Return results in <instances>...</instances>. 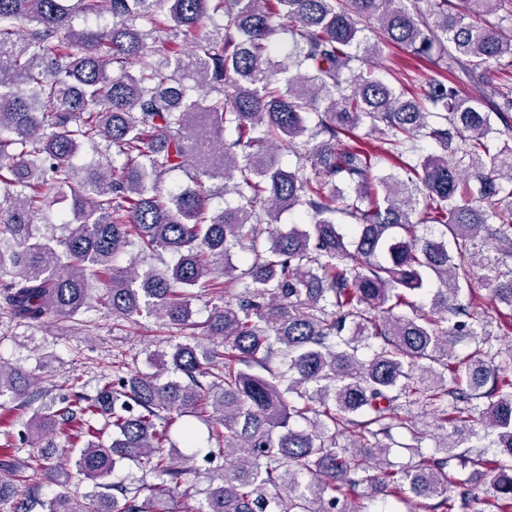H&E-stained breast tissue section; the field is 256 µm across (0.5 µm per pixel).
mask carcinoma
I'll list each match as a JSON object with an SVG mask.
<instances>
[{
	"instance_id": "1",
	"label": "carcinoma",
	"mask_w": 512,
	"mask_h": 512,
	"mask_svg": "<svg viewBox=\"0 0 512 512\" xmlns=\"http://www.w3.org/2000/svg\"><path fill=\"white\" fill-rule=\"evenodd\" d=\"M502 10L512 0H0V307L34 325L95 302L115 326L146 314L171 332L224 275L211 345L186 336L153 373L119 361L94 392L74 382L34 408L33 376L0 359V407L33 409L26 461L0 448V506L169 512L201 474L194 426L183 452L170 434L189 416L215 447L186 512H354L369 488L471 512L452 461L493 474L490 506L512 512V349L497 360L492 321L462 299L478 268L512 311V81L487 111L461 91L512 78V37L483 23ZM79 14L104 23L77 29ZM177 38L191 49L165 54ZM385 45L445 77L362 69ZM421 140L440 152L417 154ZM187 165L193 186L166 185ZM66 194L70 212L52 213ZM287 211L309 222L266 232ZM430 224L439 237L419 233ZM132 252L156 264L115 266ZM430 280L431 308H413ZM403 398L445 432L428 456ZM74 427L69 469L53 435ZM485 435L493 458L469 450ZM125 463L140 478L107 482ZM42 483L58 491L39 500ZM207 484L208 483L203 477L197 478L191 476V478L188 479V482L179 489V495L169 502V510L172 512H180L183 510V502L186 499L184 496H181V493H184L185 490H187V494L191 498L190 502L195 504L198 499L203 498L204 495L200 493H202V490L207 487Z\"/></svg>"
}]
</instances>
